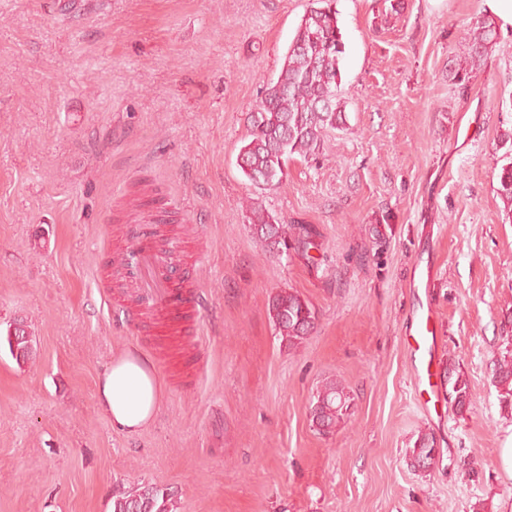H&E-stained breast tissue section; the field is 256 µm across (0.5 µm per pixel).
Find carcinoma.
<instances>
[{"instance_id":"cac0c4a2","label":"carcinoma","mask_w":512,"mask_h":512,"mask_svg":"<svg viewBox=\"0 0 512 512\" xmlns=\"http://www.w3.org/2000/svg\"><path fill=\"white\" fill-rule=\"evenodd\" d=\"M335 0H312L285 53L278 77L268 82L257 105L248 113L249 139L240 148L238 166L259 189L273 187L287 177L286 165L294 155L306 158L316 154L323 135L346 125L344 100L339 94L340 65L346 44L339 25ZM496 37V22L480 17L468 32L465 64L454 72L453 80L466 85L476 77L487 59ZM506 163L497 174L498 195L512 213V149L505 153ZM251 225L268 250L311 244V231L303 224H283L257 205L251 208ZM270 315L282 341L296 348L312 333L316 322L313 306L296 292H284L272 299ZM495 363L494 381L500 401L512 405V337ZM22 365L36 356L32 334L23 324L0 330V347ZM446 381L452 384V403L457 411L471 405L472 394L464 374L448 366ZM352 398L340 382L330 381L317 391L312 401L311 421L316 431L327 434L350 415ZM435 439L429 433L418 436L411 462L424 463L429 469L435 458ZM112 512H177L174 493L155 483H143L112 497Z\"/></svg>"}]
</instances>
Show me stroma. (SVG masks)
Wrapping results in <instances>:
<instances>
[{"label":"stroma","instance_id":"obj_1","mask_svg":"<svg viewBox=\"0 0 512 512\" xmlns=\"http://www.w3.org/2000/svg\"><path fill=\"white\" fill-rule=\"evenodd\" d=\"M311 0H0V512H112L145 481L178 512H512V410L493 381L512 336V217L495 167L512 126V32L468 86L450 77L485 0H336L346 39L345 128L293 156L283 183L237 165L247 114ZM313 232L265 252L251 205ZM137 225L138 239L126 230ZM176 251L200 289L201 366L160 355L105 296L150 305L124 266L141 242ZM316 310L299 347L270 316L283 291ZM435 314L440 367L464 374L425 410L407 338ZM143 351L164 384L140 432L112 428L97 378ZM342 382L352 413L313 428V396ZM437 461L411 465L421 431ZM14 324L17 325L15 328V342L11 339V327ZM35 344L36 342H34L32 334L20 322L10 323L3 331L0 328V347H6L17 364H26L35 358ZM446 381L448 383H452V393L451 397L455 409L458 412H461L466 407L469 408L471 405L472 394L470 392V386L468 380L464 377V374L461 371H458L455 366H448V371L445 372ZM454 379V380H453Z\"/></svg>","mask_w":512,"mask_h":512}]
</instances>
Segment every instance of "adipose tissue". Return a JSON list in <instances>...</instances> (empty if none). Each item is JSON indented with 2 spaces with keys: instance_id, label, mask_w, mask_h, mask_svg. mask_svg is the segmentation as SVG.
I'll return each instance as SVG.
<instances>
[{
  "instance_id": "adipose-tissue-1",
  "label": "adipose tissue",
  "mask_w": 512,
  "mask_h": 512,
  "mask_svg": "<svg viewBox=\"0 0 512 512\" xmlns=\"http://www.w3.org/2000/svg\"><path fill=\"white\" fill-rule=\"evenodd\" d=\"M164 388L143 354L125 351L113 358L98 382V400L115 429L134 434L152 420Z\"/></svg>"
}]
</instances>
